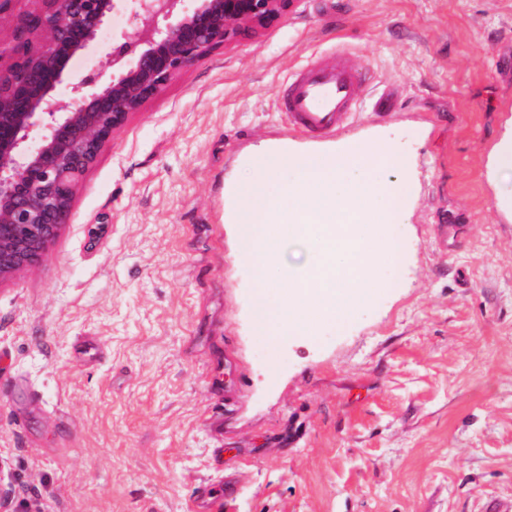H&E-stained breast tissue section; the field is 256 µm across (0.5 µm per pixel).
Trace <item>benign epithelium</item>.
<instances>
[{"label":"benign epithelium","mask_w":512,"mask_h":512,"mask_svg":"<svg viewBox=\"0 0 512 512\" xmlns=\"http://www.w3.org/2000/svg\"><path fill=\"white\" fill-rule=\"evenodd\" d=\"M0 41V280L36 267L65 223L75 189L101 146L143 102L220 43L279 22L299 0H134L131 28L112 52L118 74L76 106L53 99L69 57L104 24L112 0H39L14 13ZM133 56L129 63L127 56Z\"/></svg>","instance_id":"7a95c632"}]
</instances>
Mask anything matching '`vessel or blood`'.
I'll list each match as a JSON object with an SVG mask.
<instances>
[{
    "instance_id": "vessel-or-blood-1",
    "label": "vessel or blood",
    "mask_w": 512,
    "mask_h": 512,
    "mask_svg": "<svg viewBox=\"0 0 512 512\" xmlns=\"http://www.w3.org/2000/svg\"><path fill=\"white\" fill-rule=\"evenodd\" d=\"M365 74L350 52L339 49L320 62L294 70L282 96L291 130L311 137L340 133L365 101ZM239 494L238 482L228 477L201 486L188 512H225Z\"/></svg>"
}]
</instances>
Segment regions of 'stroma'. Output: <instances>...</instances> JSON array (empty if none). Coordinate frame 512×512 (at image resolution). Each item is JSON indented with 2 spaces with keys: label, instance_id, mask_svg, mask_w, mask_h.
<instances>
[{
  "label": "stroma",
  "instance_id": "1",
  "mask_svg": "<svg viewBox=\"0 0 512 512\" xmlns=\"http://www.w3.org/2000/svg\"><path fill=\"white\" fill-rule=\"evenodd\" d=\"M133 9L113 0L56 103L109 78ZM339 47L364 106L336 136L289 132L284 82ZM511 122L512 0H303L176 74L103 144L41 262L0 281V373L42 404L0 391L8 512H186L227 475L231 512L512 498V175L486 169ZM369 141L403 158L376 178L411 187L400 259L345 317L256 334L232 179L266 144Z\"/></svg>",
  "mask_w": 512,
  "mask_h": 512
}]
</instances>
